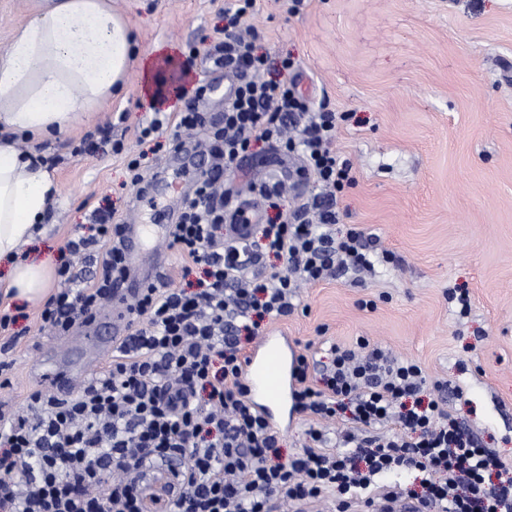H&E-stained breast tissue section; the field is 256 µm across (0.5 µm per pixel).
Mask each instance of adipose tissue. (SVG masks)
Returning a JSON list of instances; mask_svg holds the SVG:
<instances>
[{
    "mask_svg": "<svg viewBox=\"0 0 512 512\" xmlns=\"http://www.w3.org/2000/svg\"><path fill=\"white\" fill-rule=\"evenodd\" d=\"M127 24L112 0H41L0 50V264L9 270L0 289L15 298H48L54 269L23 259L44 232V218L58 195L57 183L35 144L65 133L117 96L138 64L143 90L167 99L160 77L168 46L136 55ZM29 137L32 149L16 146Z\"/></svg>",
    "mask_w": 512,
    "mask_h": 512,
    "instance_id": "1",
    "label": "adipose tissue"
}]
</instances>
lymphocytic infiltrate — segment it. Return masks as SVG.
<instances>
[{"label":"lymphocytic infiltrate","instance_id":"1","mask_svg":"<svg viewBox=\"0 0 512 512\" xmlns=\"http://www.w3.org/2000/svg\"><path fill=\"white\" fill-rule=\"evenodd\" d=\"M254 7L228 0L223 28L205 49L188 50L187 65L224 66L234 77L223 112H198L196 101L211 90L200 81L185 110L155 109L139 132L144 142L166 138L174 152L183 133L202 136L210 163L168 239L182 276L198 269L201 277L190 292L145 288L129 305L128 338L75 393L37 388L23 408L0 404V512H300L323 501L333 512H369L378 501L396 504L387 478L404 468L423 474L422 512H512L501 459L425 396L418 363L367 338L331 345L316 379L308 355H298L294 407L311 420L302 452L283 457L279 431L250 405L244 350L262 322L293 312L300 284L374 267L359 227L335 232L337 195L355 182L336 153L338 118L311 110L291 59L282 60L280 79L263 77L255 33L243 28ZM259 143L298 154L301 176L319 192L286 215L278 210L283 182L250 183L273 214L258 234L237 237L225 224L252 217L242 206L225 210L224 174ZM92 223L93 235L68 242L63 287L40 312L58 336L94 318L129 274L111 212L94 211ZM264 255L275 265L249 274ZM335 419L346 426L332 437L322 424ZM388 421L395 435L373 433Z\"/></svg>","mask_w":512,"mask_h":512}]
</instances>
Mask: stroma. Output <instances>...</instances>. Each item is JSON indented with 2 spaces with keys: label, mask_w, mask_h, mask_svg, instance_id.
I'll list each match as a JSON object with an SVG mask.
<instances>
[{
  "label": "stroma",
  "mask_w": 512,
  "mask_h": 512,
  "mask_svg": "<svg viewBox=\"0 0 512 512\" xmlns=\"http://www.w3.org/2000/svg\"><path fill=\"white\" fill-rule=\"evenodd\" d=\"M224 3L112 0L139 49L165 43L180 53L222 25ZM252 23L268 71L291 58L314 110L348 115L336 151L356 184L338 198L339 229L358 225L371 245L395 255L371 273L299 289L298 310L275 328L319 367L327 344L361 336L419 362L429 392L512 470V0H304L295 15L285 0H256ZM151 116L135 66L94 121L39 144L59 196L25 258L59 261L69 239L89 236L87 216L99 207L122 224L165 223L163 207L130 184L122 156L112 153V140H123L132 152H152L148 181L175 178L168 149L138 140ZM252 152L230 175L238 203L262 210L248 183L274 173L292 186L284 208L313 196L297 157L261 145ZM457 288L469 292L468 312L448 299ZM366 300L375 308H363ZM17 306L24 334L9 353V399L19 408L42 384L32 366L69 344L42 328V300ZM269 412L283 456L299 453L305 416L285 405Z\"/></svg>",
  "instance_id": "35a3bbf8"
}]
</instances>
